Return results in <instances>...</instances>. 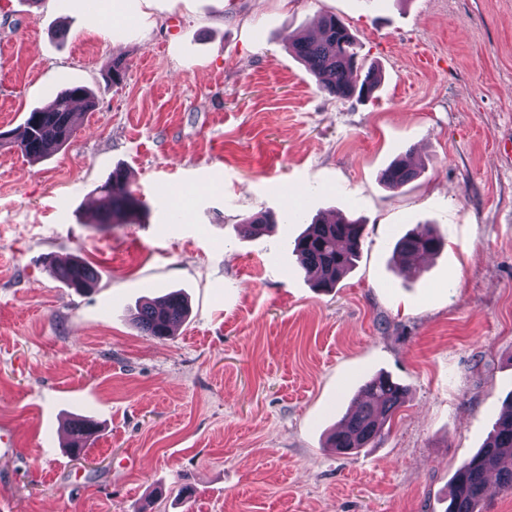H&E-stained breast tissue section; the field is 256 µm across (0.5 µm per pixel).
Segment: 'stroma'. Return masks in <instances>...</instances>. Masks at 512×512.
I'll use <instances>...</instances> for the list:
<instances>
[{
	"instance_id": "35a3bbf8",
	"label": "stroma",
	"mask_w": 512,
	"mask_h": 512,
	"mask_svg": "<svg viewBox=\"0 0 512 512\" xmlns=\"http://www.w3.org/2000/svg\"><path fill=\"white\" fill-rule=\"evenodd\" d=\"M339 16L383 72L368 100L321 89L289 50ZM66 29V38L57 30ZM122 61L120 83L108 79ZM74 85L71 139L0 143V502L14 512H444L512 392V0H0V132ZM413 152L420 175L386 188ZM124 169L143 207L95 225ZM365 224L336 288L283 213ZM434 225L415 277L393 246ZM99 279L75 292L50 261ZM183 292L157 339L139 304ZM408 390L382 444L326 439L376 373ZM93 417L84 459L58 434ZM409 153L410 151L404 156L395 159L385 170L383 180L389 188L399 189L416 178L420 173L416 169V165L408 160L407 156Z\"/></svg>"
}]
</instances>
